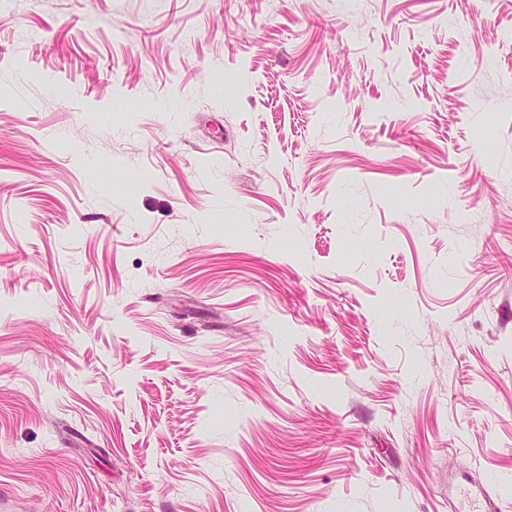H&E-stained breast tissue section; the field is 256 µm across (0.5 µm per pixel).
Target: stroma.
I'll list each match as a JSON object with an SVG mask.
<instances>
[{
  "label": "stroma",
  "instance_id": "obj_1",
  "mask_svg": "<svg viewBox=\"0 0 512 512\" xmlns=\"http://www.w3.org/2000/svg\"><path fill=\"white\" fill-rule=\"evenodd\" d=\"M499 472L512 0H0V512Z\"/></svg>",
  "mask_w": 512,
  "mask_h": 512
}]
</instances>
